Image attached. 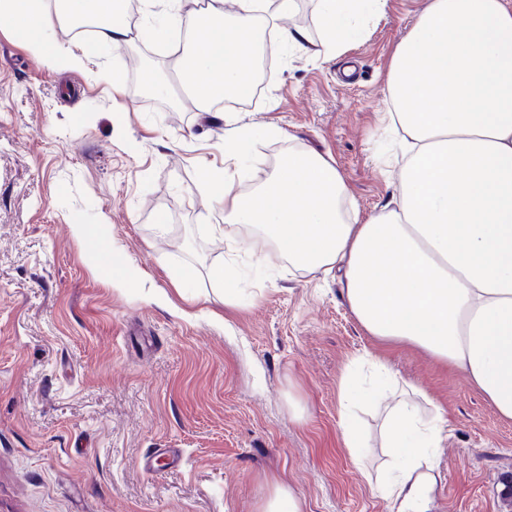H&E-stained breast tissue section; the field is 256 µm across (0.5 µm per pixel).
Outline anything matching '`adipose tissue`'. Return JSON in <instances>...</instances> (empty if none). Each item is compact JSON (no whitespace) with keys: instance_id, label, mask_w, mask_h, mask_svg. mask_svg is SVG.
<instances>
[{"instance_id":"obj_1","label":"adipose tissue","mask_w":512,"mask_h":512,"mask_svg":"<svg viewBox=\"0 0 512 512\" xmlns=\"http://www.w3.org/2000/svg\"><path fill=\"white\" fill-rule=\"evenodd\" d=\"M238 22L225 23L226 3ZM295 0H212L208 11L171 22L190 29L179 59L199 112L226 96L245 99L253 87L256 26L273 24L282 44L323 59L342 57L385 11L387 0H316L319 41L306 30L279 27ZM122 0H0V21L49 67L83 65L106 45L131 41L118 18ZM100 18L91 47L64 52L51 34L70 14ZM382 125L396 133L403 162L394 177V208L361 217L347 206L334 162L291 151L252 191L236 178L255 155L256 137L278 128H240L223 145L224 165H202L201 179L227 225L258 228L272 251L257 261L270 273L276 259L317 273L337 271L341 293L365 332L390 345L428 353L462 374L495 411L512 420V0H426L396 46L387 79ZM211 278L225 306H241L236 257ZM422 392L403 383L401 398L381 406V446L390 470L381 492L390 512H428L436 478L432 451L448 421L424 419Z\"/></svg>"}]
</instances>
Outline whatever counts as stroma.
Listing matches in <instances>:
<instances>
[{
  "instance_id": "stroma-1",
  "label": "stroma",
  "mask_w": 512,
  "mask_h": 512,
  "mask_svg": "<svg viewBox=\"0 0 512 512\" xmlns=\"http://www.w3.org/2000/svg\"><path fill=\"white\" fill-rule=\"evenodd\" d=\"M424 2L388 0L338 59L274 42L262 90L216 117L167 107L184 92L177 60L189 44L176 26L150 36L164 0L140 6L133 41L79 69H48L0 25V512H257L271 477L303 512H389L377 411L355 409L362 462L339 438L340 377L379 352L448 420L430 512H504L512 420L463 375L418 349L382 351L336 276L281 260L273 281H245L233 309L209 278L226 257L224 212L199 163L222 164L239 126L282 132L258 141L242 190L288 151H316L361 215L392 204L395 156L378 116L393 51ZM152 65L165 94L141 91ZM102 70L121 74L122 93ZM76 224L106 227L141 287L110 286ZM185 265L197 278L182 292L172 274Z\"/></svg>"
}]
</instances>
